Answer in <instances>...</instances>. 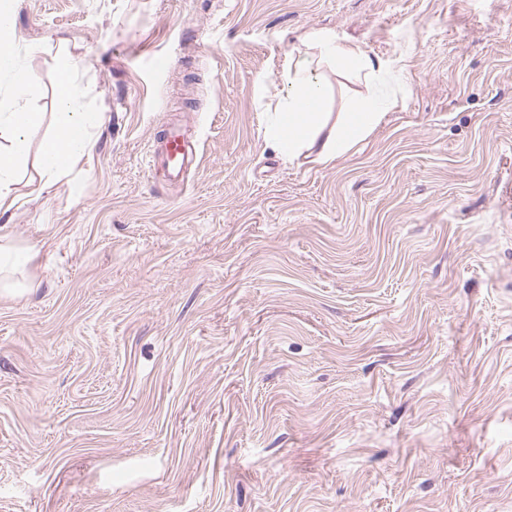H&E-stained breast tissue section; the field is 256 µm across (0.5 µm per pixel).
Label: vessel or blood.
Masks as SVG:
<instances>
[{
    "mask_svg": "<svg viewBox=\"0 0 512 512\" xmlns=\"http://www.w3.org/2000/svg\"><path fill=\"white\" fill-rule=\"evenodd\" d=\"M200 162V141L196 135L174 125L164 126L155 140L151 167L173 182L183 180L187 171L198 168Z\"/></svg>",
    "mask_w": 512,
    "mask_h": 512,
    "instance_id": "1",
    "label": "vessel or blood"
}]
</instances>
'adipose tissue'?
Returning <instances> with one entry per match:
<instances>
[{"label":"adipose tissue","mask_w":512,"mask_h":512,"mask_svg":"<svg viewBox=\"0 0 512 512\" xmlns=\"http://www.w3.org/2000/svg\"><path fill=\"white\" fill-rule=\"evenodd\" d=\"M17 0H0V77H9L17 97L0 111V216L17 209L22 197L18 174L29 152H36L38 176L30 192L38 196L52 190L68 176L94 147L93 135L103 120L101 113L84 108L78 73L81 59L67 60L52 75L57 110L52 118L25 105L37 85L12 49L16 39ZM306 52L287 54L281 76L286 91L273 112L264 118V139L279 156L296 162L316 156L330 163L364 141L386 117L391 104L371 93L357 99L347 112L330 117L324 110L327 91L318 71L329 63L366 83L394 72L396 66L369 54L361 45L319 35L307 41ZM38 147H31L33 134Z\"/></svg>","instance_id":"obj_1"}]
</instances>
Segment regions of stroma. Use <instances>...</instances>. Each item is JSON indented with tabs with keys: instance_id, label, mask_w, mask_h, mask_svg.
<instances>
[{
	"instance_id": "obj_1",
	"label": "stroma",
	"mask_w": 512,
	"mask_h": 512,
	"mask_svg": "<svg viewBox=\"0 0 512 512\" xmlns=\"http://www.w3.org/2000/svg\"><path fill=\"white\" fill-rule=\"evenodd\" d=\"M87 57L72 185L0 217V512H512V0H20ZM327 34L396 105L330 164L260 114ZM169 61L168 70L155 66ZM200 137L152 176L162 122ZM32 258L31 250L27 247H17L7 233L0 234V295H12L17 288L9 280L11 273L20 268L26 269Z\"/></svg>"
}]
</instances>
